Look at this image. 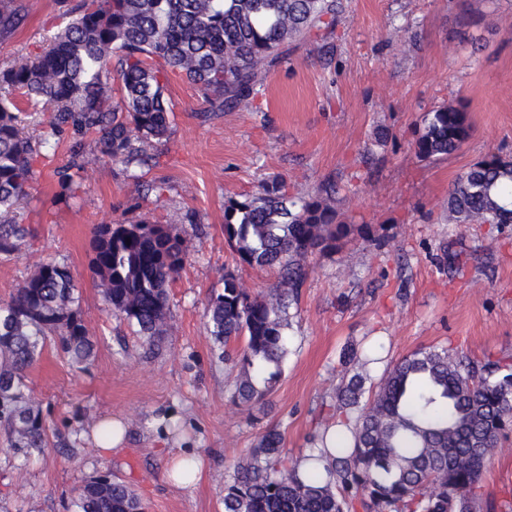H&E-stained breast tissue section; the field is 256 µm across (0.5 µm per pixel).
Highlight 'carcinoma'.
<instances>
[{
	"instance_id": "obj_1",
	"label": "carcinoma",
	"mask_w": 512,
	"mask_h": 512,
	"mask_svg": "<svg viewBox=\"0 0 512 512\" xmlns=\"http://www.w3.org/2000/svg\"><path fill=\"white\" fill-rule=\"evenodd\" d=\"M70 21L34 60L0 68V213L28 195L36 158L70 136L68 162L57 168L59 198L75 195L76 178L101 163L142 166V145L171 132L165 96L170 73L194 84L208 111L251 110L259 70L281 46L336 21V0H78ZM25 20L19 0H0V35ZM53 104L47 132L23 135L27 111ZM464 106L425 113L413 147L424 160L459 151L470 136ZM92 137L87 147L85 137ZM336 185L292 197L280 178L224 206V239L239 261L277 271L279 286L253 296L237 277L206 304L207 330L219 356L244 341L231 402L260 410L281 378L288 356L289 301L307 277L304 260L339 250L354 232L335 204ZM455 224H512V158L489 151L460 173L448 197ZM26 234L0 222V254L15 253ZM91 269L105 301L152 347L169 328L168 288L187 252L169 224L119 220L102 224L91 244ZM58 338L81 367L94 357L92 334L79 313L67 266L40 262L0 305V425L15 446L40 452L46 426L27 372L46 338ZM336 409L348 414V440L321 454L326 476L287 467L275 428L259 438L251 459L224 485V512H512V500L483 503L477 492L490 455L512 425V358L475 359L448 347H427L387 368L374 395L352 346L340 359ZM74 512H144L134 490L106 473L79 488Z\"/></svg>"
}]
</instances>
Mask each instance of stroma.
Here are the masks:
<instances>
[{
  "instance_id": "obj_1",
  "label": "stroma",
  "mask_w": 512,
  "mask_h": 512,
  "mask_svg": "<svg viewBox=\"0 0 512 512\" xmlns=\"http://www.w3.org/2000/svg\"><path fill=\"white\" fill-rule=\"evenodd\" d=\"M21 2L26 20L0 35V67L38 55L62 22L63 0ZM337 4L333 30L274 56L255 110L208 111L195 86L170 75L171 135L143 171L162 193L137 192L121 167L105 164L60 202L54 171L68 160L67 142L38 160L30 197L8 216L29 234L13 255H0V302L35 264L67 265L95 356L80 372L51 343L29 371L46 445L39 453L13 447L0 426V512H74L79 486L105 472L128 482L146 512H224L225 483L266 429L281 432L291 465L335 424L346 345L376 354L366 368L371 386L391 361L429 346L477 359L512 355V224L448 221L457 175L489 150L512 154V28L503 25L512 0ZM396 27L404 40L392 37ZM459 102L472 124L463 148L440 161L419 158L413 132L425 112ZM273 177L300 195L334 183L340 217L356 232L340 250L307 258L281 380L265 411L251 413L230 402L238 367L214 354L204 306L228 272L250 294L276 288L272 269L237 260L223 228L225 201ZM115 220H156L185 241L188 261L169 288L170 328L155 349L107 306L90 268L96 227ZM104 416L129 422L121 450L105 455L91 435ZM179 453L204 462L194 487L169 476ZM480 492L498 501L512 493V430Z\"/></svg>"
}]
</instances>
